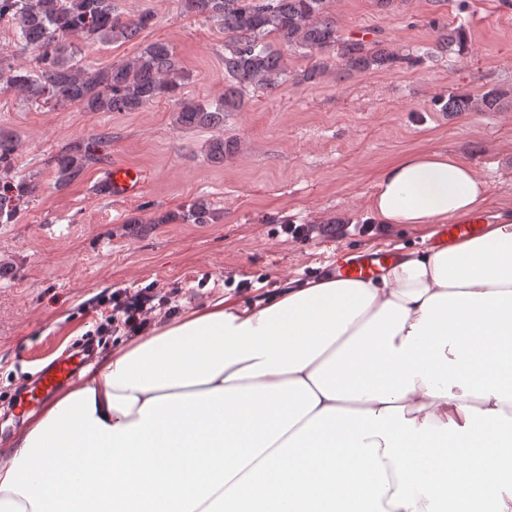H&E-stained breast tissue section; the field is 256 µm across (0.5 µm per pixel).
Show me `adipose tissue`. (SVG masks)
I'll use <instances>...</instances> for the list:
<instances>
[{"instance_id":"1","label":"adipose tissue","mask_w":512,"mask_h":512,"mask_svg":"<svg viewBox=\"0 0 512 512\" xmlns=\"http://www.w3.org/2000/svg\"><path fill=\"white\" fill-rule=\"evenodd\" d=\"M487 198L417 151L369 211L440 224ZM511 482L512 210L377 281L155 321L0 443V512H512Z\"/></svg>"}]
</instances>
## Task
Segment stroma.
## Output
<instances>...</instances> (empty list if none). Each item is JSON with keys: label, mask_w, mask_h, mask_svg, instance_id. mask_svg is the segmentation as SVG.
<instances>
[{"label": "stroma", "mask_w": 512, "mask_h": 512, "mask_svg": "<svg viewBox=\"0 0 512 512\" xmlns=\"http://www.w3.org/2000/svg\"><path fill=\"white\" fill-rule=\"evenodd\" d=\"M127 16L153 13L152 26L117 43L79 44L93 69L136 57L149 42H169L190 79L187 98L224 96V28L185 13L180 0H114ZM342 38L416 55L395 70L330 66L312 83L286 81L277 95L248 90L242 109L214 128L176 121L172 103L136 112H85L37 105L0 84V135L18 148L14 179L37 185L18 220L0 224V437L20 427L11 402L34 388L43 368L91 343L94 354L129 340L101 330L120 289L172 293L176 312L230 294L250 304L285 284L315 281V268L351 247L422 251L438 244L437 227L380 224L364 236L315 234L294 241L282 224H347L370 219L379 171L402 153L438 150L471 163L489 187L485 214L512 209V105L498 112H448L449 93L480 95L512 88V0H329ZM465 26L469 50L435 49L439 32ZM217 137L234 144L211 160ZM101 155L65 187H55L52 157L74 146ZM145 174L129 199L102 195L113 163ZM210 202L209 224L175 217L193 200ZM171 223H164V216Z\"/></svg>", "instance_id": "obj_1"}]
</instances>
